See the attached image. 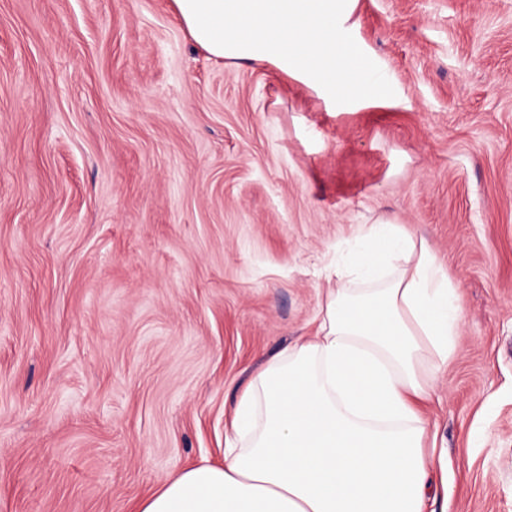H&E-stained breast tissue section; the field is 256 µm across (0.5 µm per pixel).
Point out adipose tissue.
Returning <instances> with one entry per match:
<instances>
[{"label":"adipose tissue","mask_w":512,"mask_h":512,"mask_svg":"<svg viewBox=\"0 0 512 512\" xmlns=\"http://www.w3.org/2000/svg\"><path fill=\"white\" fill-rule=\"evenodd\" d=\"M356 0H173L210 56L270 65L327 104L387 92L352 40ZM327 289L315 336L237 403L220 466L182 472L138 512H428L443 461L420 409L450 361L463 303L424 240L380 214Z\"/></svg>","instance_id":"1"}]
</instances>
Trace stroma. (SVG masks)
I'll return each instance as SVG.
<instances>
[{"label": "stroma", "instance_id": "35a3bbf8", "mask_svg": "<svg viewBox=\"0 0 512 512\" xmlns=\"http://www.w3.org/2000/svg\"><path fill=\"white\" fill-rule=\"evenodd\" d=\"M390 96L328 109L172 0H0V512H136L224 462L378 214L464 301L432 512H512V0H358Z\"/></svg>", "mask_w": 512, "mask_h": 512}]
</instances>
